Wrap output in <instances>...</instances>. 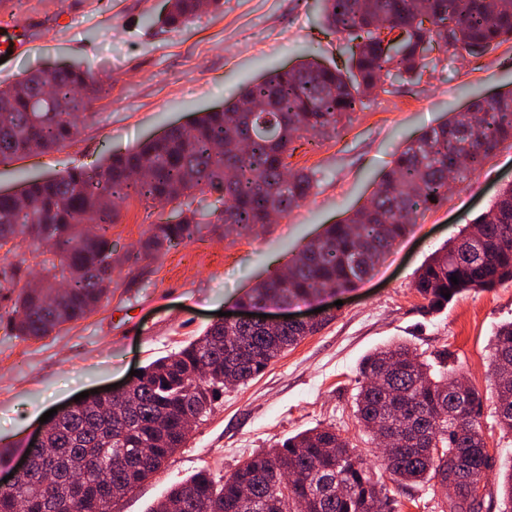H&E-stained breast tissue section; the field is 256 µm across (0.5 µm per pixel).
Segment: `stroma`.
<instances>
[{"mask_svg": "<svg viewBox=\"0 0 512 512\" xmlns=\"http://www.w3.org/2000/svg\"><path fill=\"white\" fill-rule=\"evenodd\" d=\"M165 0H0V86L34 70L76 64L101 93L77 137L58 150L0 165V191L17 192L35 178L73 167L105 165L169 128L233 99L262 75L309 59L347 68L342 35L327 30L322 0H222L218 10L185 25L164 23ZM512 87V41L474 58L442 56L421 81L400 79L392 93L365 99L336 137L298 141L289 162L314 174L308 200L275 223L243 235L206 226L158 259L125 263L111 291L86 318L42 338L13 335L0 323V480L13 473L36 440L40 417L84 391L120 385L130 370L167 356L199 336L219 313L285 263L328 225L364 204L405 143L478 96ZM512 184V146L503 145L448 198L418 217L409 233L356 288L291 308L295 317L325 308L330 322L272 362L263 374L225 387L214 412L197 422L183 448L152 479L121 499L115 512H147L175 483L201 468L230 475L248 456L316 426L350 437L368 459L375 445L353 415L363 383V356L396 341L427 360L447 354L485 398L481 423L496 468L481 484L501 497L497 469L512 462V438L495 423L492 340L512 320V281L455 296L429 311L415 292L417 270ZM111 230L118 254L139 248L151 220L168 205L132 198L120 203ZM389 490L398 512H440L439 484Z\"/></svg>", "mask_w": 512, "mask_h": 512, "instance_id": "obj_1", "label": "stroma"}]
</instances>
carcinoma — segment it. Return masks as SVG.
Listing matches in <instances>:
<instances>
[{"instance_id": "cac0c4a2", "label": "carcinoma", "mask_w": 512, "mask_h": 512, "mask_svg": "<svg viewBox=\"0 0 512 512\" xmlns=\"http://www.w3.org/2000/svg\"><path fill=\"white\" fill-rule=\"evenodd\" d=\"M177 26L219 0H167ZM327 26L347 37L346 70L313 60L245 87L224 106L173 126L103 167L72 169L0 192V313L17 336L41 337L86 318L107 298L112 265L156 258L202 224L239 235L304 202L313 177L289 168V151L307 135L331 136L386 83L436 67L430 53L470 56L512 40V0H323ZM400 28L396 47L389 35ZM91 73L76 65L31 71L0 87V163L48 152L76 138L78 120L97 99ZM512 144V88L476 98L462 112L409 142L369 203L322 234L258 283L242 304H297L323 291L348 290L368 276L419 214L447 199L448 174L467 181L494 151ZM224 193L222 207L194 205L204 189ZM178 202L148 225L137 255L117 257L109 231L116 200ZM28 253L16 252V240ZM35 260L41 286L23 282ZM459 284L451 282V276ZM512 281V185L446 250L422 266L416 292L436 310L444 294L491 290ZM319 325H210L178 351L143 368L118 402L97 398L47 424L44 446L27 449L29 469L0 490V512H112L113 490L136 489L188 439L192 417L212 413L226 381L246 383ZM440 357L434 368L402 343L360 363L364 384L354 405L372 441L387 440L381 467L401 484L456 483L448 512H491L480 484L494 465L479 418L483 396L461 395ZM492 370L501 432L512 435V321L494 335ZM52 483L44 485L46 470ZM398 502L374 479L372 465L336 429L314 427L244 460L224 480L201 470L174 485L152 512H395Z\"/></svg>"}]
</instances>
